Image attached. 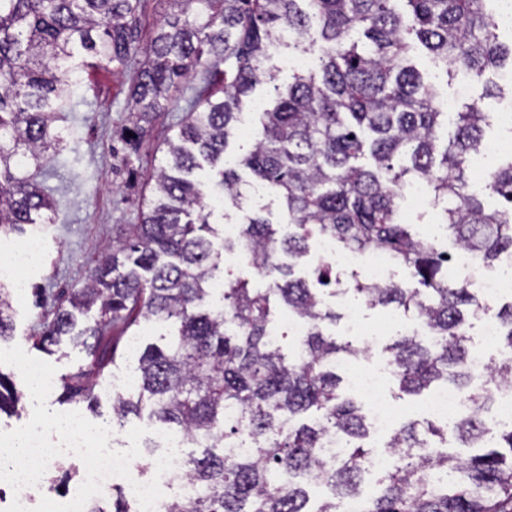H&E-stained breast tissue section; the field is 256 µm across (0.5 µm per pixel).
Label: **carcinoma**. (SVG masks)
<instances>
[{
  "label": "carcinoma",
  "mask_w": 512,
  "mask_h": 512,
  "mask_svg": "<svg viewBox=\"0 0 512 512\" xmlns=\"http://www.w3.org/2000/svg\"><path fill=\"white\" fill-rule=\"evenodd\" d=\"M171 12L149 38L145 60L129 88L127 144L139 150L155 120L179 109L191 73L219 76L215 98L204 87L188 102L177 132L164 142L166 163L155 169L140 223L102 254L85 284L35 337L51 352L63 340L82 346L88 363L61 378L63 395L94 404V387L115 364L121 337L141 323L170 327L164 345L148 344L132 392L112 396V419L131 414L181 429L206 442L190 459L197 497L174 498L167 512H338L351 497L362 512H512V424L487 436L486 393L472 388L467 319L481 301L466 279L448 280L446 252L405 223L397 189L412 175L426 181L443 206L440 229L489 266L512 253V153L489 173L486 190L508 206L488 210L468 191L471 159L483 143L487 113L479 101L457 113L452 138H442L437 88L412 61L423 47L445 74L465 73L493 96V69L512 65V45L500 42L504 0H167ZM142 0H0V232L52 221L55 201L34 177L46 152L66 139L56 126L81 73L123 66L143 40ZM288 40L281 41L283 34ZM317 54L318 70L274 86L271 109L255 113L253 141L234 163L241 111L256 85L275 80L270 47ZM209 168L220 190L239 196L237 168L249 170L282 200L295 231L274 237L271 222L246 210L237 236L223 240L195 182ZM319 236L345 249L382 252L403 267L413 286L357 279L353 293L368 307H393L422 317L435 340L398 333L385 347L401 393L420 396L452 384L467 394L468 415L438 423L409 421L387 442L395 465L376 475L380 490L362 484L373 450L361 406L343 394L336 362L356 356L350 341L328 332L336 310L325 300L336 283L332 268L307 276L295 269ZM251 254L249 270L230 278L224 255ZM260 268L272 286L249 287ZM224 281L222 305L208 309L214 280ZM308 322L292 347L270 343L273 302ZM97 310L93 322L85 321ZM12 292L0 280V341L14 336ZM506 357L492 371L512 386V301L496 314ZM19 402L0 372V412ZM235 409V416L228 415ZM247 457L229 459L224 445L242 434ZM330 434L343 443L333 459L321 455ZM453 435L476 452L465 457L428 443ZM325 484L330 497L311 504L309 489ZM89 512H134L120 491Z\"/></svg>",
  "instance_id": "carcinoma-1"
}]
</instances>
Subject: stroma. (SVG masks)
Segmentation results:
<instances>
[{
  "label": "stroma",
  "instance_id": "stroma-1",
  "mask_svg": "<svg viewBox=\"0 0 512 512\" xmlns=\"http://www.w3.org/2000/svg\"><path fill=\"white\" fill-rule=\"evenodd\" d=\"M143 61L144 54L139 51L125 67L85 73L77 105L59 123L68 146L44 161L38 172L39 179L54 191L53 223L29 224L24 233L0 235V259L26 238L35 237L42 243L39 262L23 272L24 288L13 293L12 342L29 355L53 364L60 377L78 372L87 358L81 347L68 342L51 354L34 347V336L51 319L50 312L37 307L36 298L84 285L96 252L111 245L128 225L138 223L141 199L149 192L153 168L164 161L163 153L156 150L157 135L145 138L135 155L121 135L130 112L129 87ZM419 68L427 80L440 85L445 99L457 102L466 93L480 99L484 111L492 113L512 106L511 90H504L499 98H486L481 86L466 90L461 80L446 81L427 63H420ZM407 321V316L390 307L363 308L361 325L376 342L370 351L340 367V375L347 378L353 372L372 370L384 363V346L395 328ZM163 333L162 327L143 325L126 334L112 376L136 380L142 346L160 343Z\"/></svg>",
  "mask_w": 512,
  "mask_h": 512
}]
</instances>
